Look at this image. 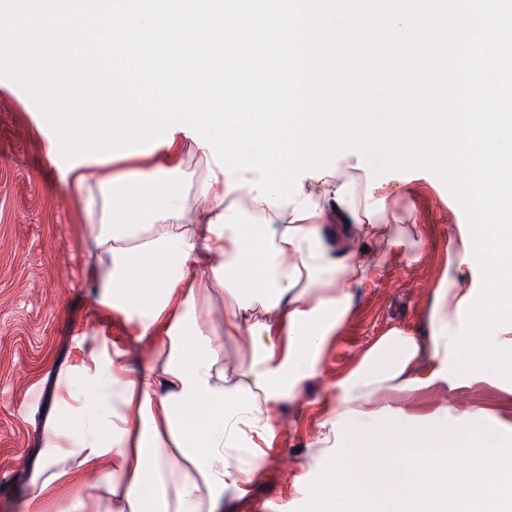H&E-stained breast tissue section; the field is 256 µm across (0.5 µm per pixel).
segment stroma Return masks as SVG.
<instances>
[{
  "instance_id": "1",
  "label": "stroma",
  "mask_w": 512,
  "mask_h": 512,
  "mask_svg": "<svg viewBox=\"0 0 512 512\" xmlns=\"http://www.w3.org/2000/svg\"><path fill=\"white\" fill-rule=\"evenodd\" d=\"M56 133L14 81L0 78V512H29L45 437L60 421V382L103 340L132 356L146 344L126 333L121 316L97 318L88 272L86 217L68 187L69 161L50 153ZM401 221L395 245L354 290L351 310L323 350L317 373L297 399L280 404L277 427L251 482L224 493L221 512H317L312 490L332 464L317 440L346 377L381 338L422 336L437 288L463 278L479 289L477 262L459 265L471 233L465 212L444 182L425 169L376 176ZM447 408L463 417L467 446L495 420L512 421V381L491 373L454 376L423 391L411 412Z\"/></svg>"
}]
</instances>
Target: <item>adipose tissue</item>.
I'll return each mask as SVG.
<instances>
[{"label":"adipose tissue","mask_w":512,"mask_h":512,"mask_svg":"<svg viewBox=\"0 0 512 512\" xmlns=\"http://www.w3.org/2000/svg\"><path fill=\"white\" fill-rule=\"evenodd\" d=\"M184 150L178 135L122 158L120 170L86 160L70 172L88 220L97 313L123 316L154 361L104 345L68 374L65 424L47 432L30 512H52L64 485L82 512H219L224 490L259 468L255 438L273 434L281 401L315 372L368 267L365 257L330 254L323 225L351 224L378 243L391 238L387 194L363 217L350 182L307 177L295 202L275 207L251 191L254 172L224 174L210 150L202 152L205 175L193 178ZM242 179L246 187L230 188ZM245 207L263 234L241 223ZM466 295L437 289L426 343L383 337L337 382L321 440L334 451L331 471L314 492L320 512H512V452L499 435L461 456L464 422L417 414L406 428L372 421L378 391L412 400L407 384L419 379V364L431 375L444 368ZM244 335L251 356L226 372L225 343ZM422 446L429 455L419 454ZM63 457L71 466L59 467ZM411 480L413 494L397 499Z\"/></svg>","instance_id":"obj_1"}]
</instances>
